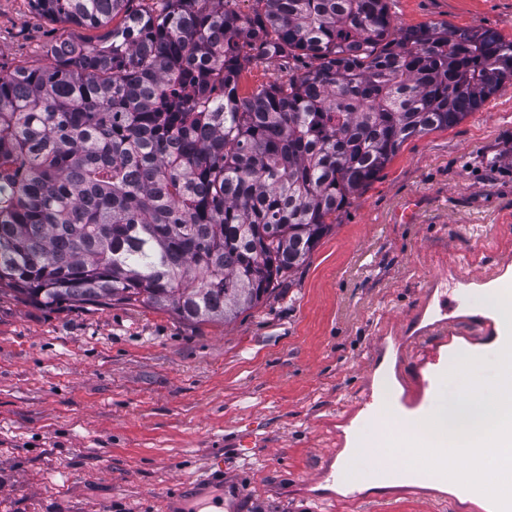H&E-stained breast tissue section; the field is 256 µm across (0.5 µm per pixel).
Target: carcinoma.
Wrapping results in <instances>:
<instances>
[{"instance_id": "obj_1", "label": "carcinoma", "mask_w": 512, "mask_h": 512, "mask_svg": "<svg viewBox=\"0 0 512 512\" xmlns=\"http://www.w3.org/2000/svg\"><path fill=\"white\" fill-rule=\"evenodd\" d=\"M230 2L33 0L105 33L0 73V287L229 323L406 141L512 77V40L448 24L398 36L386 0ZM274 62L288 74L241 95L243 70Z\"/></svg>"}]
</instances>
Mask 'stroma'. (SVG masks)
Segmentation results:
<instances>
[{
    "instance_id": "obj_1",
    "label": "stroma",
    "mask_w": 512,
    "mask_h": 512,
    "mask_svg": "<svg viewBox=\"0 0 512 512\" xmlns=\"http://www.w3.org/2000/svg\"><path fill=\"white\" fill-rule=\"evenodd\" d=\"M396 32L446 23L512 39V0H387ZM97 30L0 0V72L49 66ZM414 223L400 221L412 199ZM512 257V81L458 124L408 140L336 215L307 263L232 323L146 305L46 308L0 291V512H164L207 467L233 512L316 508L300 481L340 453L378 337L401 335L440 268L466 303ZM380 512H468L413 487Z\"/></svg>"
}]
</instances>
